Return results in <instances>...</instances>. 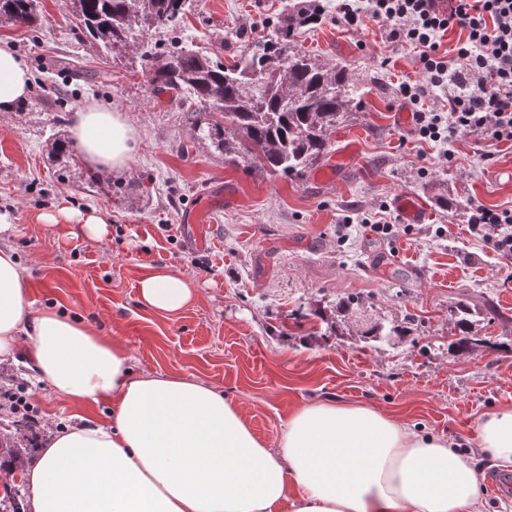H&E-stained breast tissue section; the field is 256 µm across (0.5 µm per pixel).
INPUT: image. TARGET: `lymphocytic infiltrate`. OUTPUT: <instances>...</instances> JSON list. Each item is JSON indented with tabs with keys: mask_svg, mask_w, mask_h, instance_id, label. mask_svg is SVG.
Returning <instances> with one entry per match:
<instances>
[{
	"mask_svg": "<svg viewBox=\"0 0 512 512\" xmlns=\"http://www.w3.org/2000/svg\"><path fill=\"white\" fill-rule=\"evenodd\" d=\"M370 17L386 24L390 43L419 52L423 83H403L402 96L418 109L415 132L424 142L470 133L490 143H512V0H370ZM460 39L454 54L440 38ZM440 100L423 106L430 91ZM473 231L512 256V209L470 207Z\"/></svg>",
	"mask_w": 512,
	"mask_h": 512,
	"instance_id": "obj_1",
	"label": "lymphocytic infiltrate"
}]
</instances>
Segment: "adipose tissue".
<instances>
[{
    "label": "adipose tissue",
    "mask_w": 512,
    "mask_h": 512,
    "mask_svg": "<svg viewBox=\"0 0 512 512\" xmlns=\"http://www.w3.org/2000/svg\"><path fill=\"white\" fill-rule=\"evenodd\" d=\"M30 72L0 44V112L14 111ZM72 136L107 174L127 166L135 130L119 109L91 104ZM0 212V362L28 346L41 380L107 420L58 430L20 475L30 512H487L478 470L447 439L363 405L328 399L291 411L275 447L241 405L208 384L132 369L124 343L53 308L34 310L26 269ZM141 302L176 314L192 281L167 267L139 281ZM483 452L512 471V408L477 424Z\"/></svg>",
    "instance_id": "adipose-tissue-1"
}]
</instances>
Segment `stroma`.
Returning <instances> with one entry per match:
<instances>
[{"label":"stroma","mask_w":512,"mask_h":512,"mask_svg":"<svg viewBox=\"0 0 512 512\" xmlns=\"http://www.w3.org/2000/svg\"><path fill=\"white\" fill-rule=\"evenodd\" d=\"M39 26L0 27L31 76L12 112H0V210L15 216L10 240L27 268L35 309L52 305L119 337L134 369L200 379L241 402L259 438L275 446L290 410L335 398L466 442L484 477L490 512H512L498 470L476 446V423L512 408V260L472 233L468 205L512 208V145L494 147L462 133L423 142L397 113L412 111L402 82L423 75L409 48L386 43L374 19L337 24L336 0H322L318 23L295 26V45L345 66L365 87L359 104L331 134L322 167L291 178L225 164L191 129L169 92L151 85L137 50L110 55L80 42L64 0H38ZM289 0H192L183 26L159 31V49L191 44L228 61L281 22ZM88 103L120 108L132 123L135 150L126 168L94 173L85 161L61 167L49 153L70 137ZM411 197L427 212L405 223L397 200ZM69 206L96 209L107 222L100 239L80 224H46L43 213ZM206 225L202 247L181 229L191 208ZM394 224L393 235L370 232ZM158 265L191 280L198 301L164 316L139 299L138 283ZM354 294L385 323L412 317L413 334L397 346L364 342L352 322L330 327L317 305ZM478 315L474 331L488 346L449 353L457 302ZM302 318H295V310ZM26 396L43 438L71 422L78 407L44 383ZM105 419L107 407L83 411Z\"/></svg>","instance_id":"35a3bbf8"}]
</instances>
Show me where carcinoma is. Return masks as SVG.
<instances>
[{
  "label": "carcinoma",
  "instance_id": "1",
  "mask_svg": "<svg viewBox=\"0 0 512 512\" xmlns=\"http://www.w3.org/2000/svg\"><path fill=\"white\" fill-rule=\"evenodd\" d=\"M76 20L78 37L107 53L136 46L157 30L176 26L191 0H66ZM318 17L298 11L286 26L266 27L264 36L239 58L218 63L199 52L175 47L141 57L150 61L154 86L182 95L184 112L197 121L194 134L224 154V162L257 167L270 177L289 178L311 168L329 153L331 133L360 100L361 88L343 66L321 63L303 51L289 50L294 23L313 24ZM42 22L37 0H0V24L32 27ZM51 155L64 163L76 161L77 147L64 139L51 143ZM336 313L358 324L361 337L391 341L410 333L369 317L368 306L347 296L336 301ZM471 311L455 313V339L448 350L472 353L487 344L472 331ZM22 420L0 423V460L7 474L37 448L16 438ZM27 490L13 483L0 499V512H26Z\"/></svg>",
  "mask_w": 512,
  "mask_h": 512
}]
</instances>
